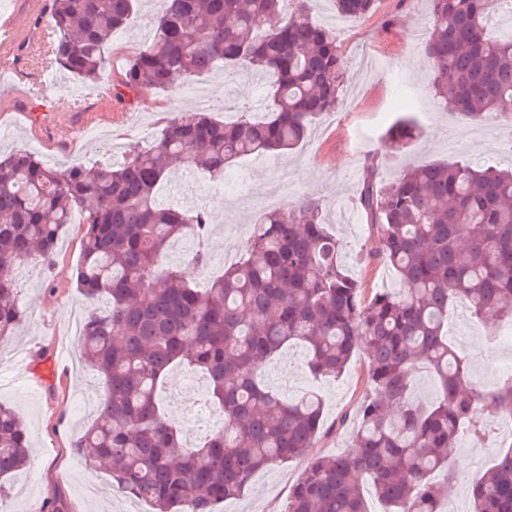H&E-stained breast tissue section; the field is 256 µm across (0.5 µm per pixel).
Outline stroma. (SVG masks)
<instances>
[{"mask_svg":"<svg viewBox=\"0 0 512 512\" xmlns=\"http://www.w3.org/2000/svg\"><path fill=\"white\" fill-rule=\"evenodd\" d=\"M131 26L117 33L110 52L119 66H126L152 35L141 0ZM428 0H377L374 11L363 19L341 21L332 0H319L314 20L335 29L346 82L335 112L312 126L298 150L284 155L242 158L231 166L240 176L239 186H215L197 171L176 169L163 183V199L183 208L205 206L215 223L208 249L220 256L235 224L251 222L262 213L261 203L275 189L278 168L288 171L290 186L298 196L318 200L329 230L340 239L342 262L370 288H393L397 282L389 269L379 265L365 268L363 260L378 246L371 233H359L363 214H349L356 205L360 178L367 157L386 151L382 140L398 113H414L421 128L420 138L402 152L390 155L383 180H391L402 169L435 163H473L503 168L512 165V128L499 122H463L451 113L436 111L425 93L427 67L419 44L410 43L412 33L423 32L429 20ZM40 61H32L29 94L15 99L13 109L31 112L47 104L46 82H61L82 90L80 108L94 105L92 85L69 73L53 71L43 77ZM207 86L212 99L224 100L231 109L251 105L267 85L263 77L237 71H213L197 79ZM151 103H139L122 113L111 139L87 135L85 127L66 118L68 149L44 155L50 166L119 163L125 150L149 146L152 135L165 117L176 109L194 110L190 87L174 92H155ZM81 227L66 225L60 236L53 265L35 262L18 268L17 288L28 315L16 336L0 345V404L14 408L24 422L29 441L30 463L10 480L8 497L0 500V512H149L147 503L117 495L108 476L90 471L75 455L71 443L79 430L93 419L94 402L100 387L96 373L71 358L77 338L72 321L84 301L75 285V268L80 261ZM494 327L474 317L464 307L452 309L445 331L449 342L470 354L485 350ZM307 350L294 344L284 348L264 368L263 380L284 397L297 398L313 391L324 403L321 436L302 457L287 464L257 472L244 493L218 504L216 512H280L288 491L307 464L308 457L343 452L349 441L355 411L363 394L362 355H355L347 370L336 378H319L306 366ZM194 376L200 389L208 384L202 373L191 368H173L162 388L165 414L181 432L188 446L199 444L209 434L206 426L187 420L194 404L182 389L185 376ZM480 425L489 427V438H461L452 459L456 481L452 500L458 512H469V479L485 468L492 457L490 443H512V432L500 428L496 412L479 414Z\"/></svg>","mask_w":512,"mask_h":512,"instance_id":"stroma-1","label":"stroma"}]
</instances>
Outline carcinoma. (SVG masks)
<instances>
[{"instance_id": "obj_1", "label": "carcinoma", "mask_w": 512, "mask_h": 512, "mask_svg": "<svg viewBox=\"0 0 512 512\" xmlns=\"http://www.w3.org/2000/svg\"><path fill=\"white\" fill-rule=\"evenodd\" d=\"M316 0H158L154 35L112 85L129 109L145 93L172 91L193 76L239 66L269 78L264 112L220 119L212 109L169 113L146 148L120 164L46 167L19 150L0 155V342L25 317L15 271L55 261L60 232L83 227L76 287L84 298L78 351L102 384L95 418L72 448L112 486L152 512H215L254 474L302 457L323 433L314 396L289 401L260 370L290 344L308 352L315 377L341 375L364 353L357 429L337 455L312 458L281 512H370L371 482L381 512H447L450 458L465 425L487 408L512 412V377L479 390L470 358L443 332L448 308L512 323V171L431 164L380 178L386 155L363 168L359 206L379 242L368 261L391 268L399 287L371 291L340 263L339 242L321 204L297 196L251 224L239 259L201 289L166 263L169 245L197 240L192 261L207 267L212 220L203 206L158 199L179 166L223 180L231 162L294 149L313 122L336 110L344 82L334 29L316 24ZM375 0H335L359 20ZM137 0H49L48 59L100 83L107 46ZM422 51L428 91L439 109L470 122L512 128V35L491 38L494 0H429ZM417 123L400 117L385 145L404 148ZM185 365L209 381L205 403L224 427L194 448L161 412L158 389ZM428 371L427 402L411 395ZM16 411L0 405V478L27 465ZM443 472L446 481L434 480ZM472 512H512V446L471 480Z\"/></svg>"}]
</instances>
